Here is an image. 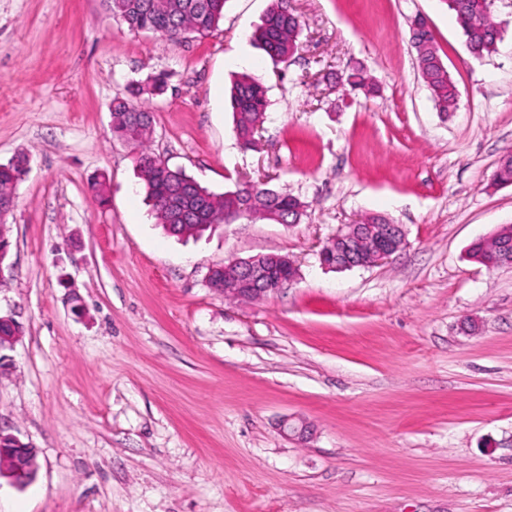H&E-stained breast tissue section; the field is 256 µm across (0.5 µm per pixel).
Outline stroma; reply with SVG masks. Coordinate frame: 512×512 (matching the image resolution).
Listing matches in <instances>:
<instances>
[{"label":"stroma","mask_w":512,"mask_h":512,"mask_svg":"<svg viewBox=\"0 0 512 512\" xmlns=\"http://www.w3.org/2000/svg\"><path fill=\"white\" fill-rule=\"evenodd\" d=\"M290 3L299 46L277 64L248 39L269 0H226L217 30L179 42L103 0H0V164L28 158L5 218L0 312L23 331L0 431L38 451L31 483L0 480V512H512V265L469 256L512 224L494 180L512 153V0H492L504 40L480 61L444 0ZM418 17L454 112L417 67ZM354 67L375 95L342 82ZM160 73L152 150L216 193L287 191L298 223L187 241L156 224L110 106ZM243 73L268 98L251 149L229 104ZM371 216L403 225V248L322 269ZM259 254L288 256L297 281L247 303L209 287L211 267ZM413 24L411 43L431 97L441 112H453L458 101L457 86L441 60L434 33L424 18H416Z\"/></svg>","instance_id":"obj_1"}]
</instances>
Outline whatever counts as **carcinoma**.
Wrapping results in <instances>:
<instances>
[{"mask_svg": "<svg viewBox=\"0 0 512 512\" xmlns=\"http://www.w3.org/2000/svg\"><path fill=\"white\" fill-rule=\"evenodd\" d=\"M114 18L137 32L158 33L179 42L205 36L218 28L226 0H103ZM471 46V55L481 60L494 53L502 41V32L487 9L486 0H445ZM300 34L298 18L288 0H271V5L255 30L254 39L276 62L286 63L297 50ZM411 43L416 51L418 67L431 97L442 112L457 106L456 82L439 55L434 33L423 18L415 19ZM346 81L364 94L375 92L371 78L359 69L346 75ZM164 77L151 82L139 81L127 86L126 95L112 101L113 136L130 145L146 189L147 198L157 223L175 237H197L213 224H233L240 220H263L270 212L277 213L286 224L300 220L304 203L286 191L266 188L259 183L245 182L233 191L216 194L198 184L181 169H174L150 148L154 117L141 102L145 94L163 92ZM231 105L235 131L247 148L256 144L255 135L268 107L266 92L255 80L243 76L231 89ZM26 157L0 164V204L14 205L15 188L23 179ZM501 251L500 243L479 240L469 253L474 258L490 259Z\"/></svg>", "mask_w": 512, "mask_h": 512, "instance_id": "1", "label": "carcinoma"}]
</instances>
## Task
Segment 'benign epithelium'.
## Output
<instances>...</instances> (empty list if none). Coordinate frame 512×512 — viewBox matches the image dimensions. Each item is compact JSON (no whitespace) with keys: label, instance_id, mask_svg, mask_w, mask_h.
Returning <instances> with one entry per match:
<instances>
[{"label":"benign epithelium","instance_id":"1","mask_svg":"<svg viewBox=\"0 0 512 512\" xmlns=\"http://www.w3.org/2000/svg\"><path fill=\"white\" fill-rule=\"evenodd\" d=\"M336 237L341 240L338 256L329 262L325 253H319V257L323 268L341 271L369 267L389 258L403 245L405 232L402 225L383 218L369 224H348ZM276 270L288 272L289 286L297 278L296 267L288 257L268 254L234 258L213 267L208 281L213 289L226 296L232 294L249 300L283 289V284H274ZM18 335V322L9 315H0V351L11 347ZM36 473L37 450L14 435L0 433V476L5 474L14 483L26 485Z\"/></svg>","mask_w":512,"mask_h":512}]
</instances>
